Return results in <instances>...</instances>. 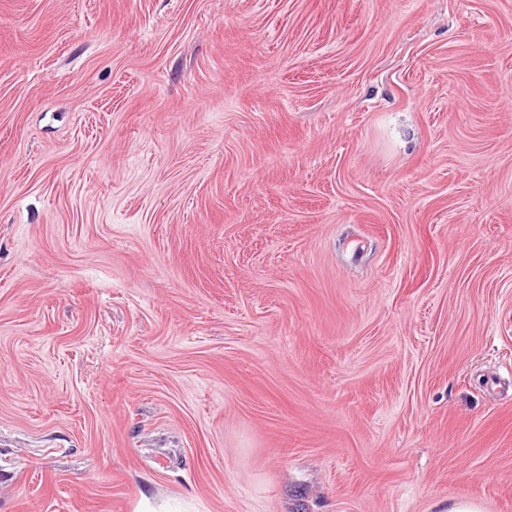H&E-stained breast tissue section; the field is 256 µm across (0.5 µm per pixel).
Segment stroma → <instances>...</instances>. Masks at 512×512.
<instances>
[{
    "label": "stroma",
    "mask_w": 512,
    "mask_h": 512,
    "mask_svg": "<svg viewBox=\"0 0 512 512\" xmlns=\"http://www.w3.org/2000/svg\"><path fill=\"white\" fill-rule=\"evenodd\" d=\"M512 512V0H0V512Z\"/></svg>",
    "instance_id": "obj_1"
}]
</instances>
